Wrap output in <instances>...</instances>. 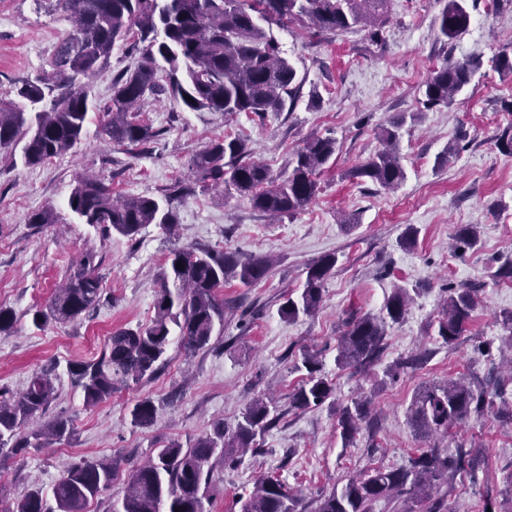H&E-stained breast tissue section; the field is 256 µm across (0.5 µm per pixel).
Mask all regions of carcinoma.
<instances>
[{
    "label": "carcinoma",
    "mask_w": 512,
    "mask_h": 512,
    "mask_svg": "<svg viewBox=\"0 0 512 512\" xmlns=\"http://www.w3.org/2000/svg\"><path fill=\"white\" fill-rule=\"evenodd\" d=\"M74 19L72 34L59 43L52 73L14 82L10 99L0 98V150L21 149L24 165L33 167L57 158L86 134L89 100L86 80L106 67L119 43H128L141 60L112 78V96L102 132L113 142L131 146L149 143L159 135L138 119L146 101L166 93L190 112H222L233 116L248 112L260 118L294 104L302 82L295 67L281 56L274 36L260 22L286 27L304 24L314 36L336 34L354 26L367 27L372 41L382 39L387 0H60ZM467 0H448L439 31L449 40L470 24ZM479 65L447 62L425 83L426 109L450 105L471 81ZM420 113L398 117L382 131L384 147L349 172L351 178H368L384 190H394L406 179L400 155L401 130L415 124ZM333 137H313L288 160L291 170L275 177L263 164L249 158L251 149L239 137H217L193 160L196 179L207 189L215 186L226 196L248 199L262 213L292 216L304 209L318 191L317 175L336 154ZM184 189L175 185L162 196L130 195L116 198L100 179L80 177L68 197L70 210L84 224L106 232L136 238L149 224L166 232L178 225L174 202ZM337 262L325 255L308 264L301 293L287 297L280 314L288 319L313 315L322 301L324 283ZM183 268H178L177 264ZM266 258L246 257L237 251L206 247H181L170 251L155 300V316L147 326L118 330L109 337L102 356L94 361L71 362L67 372L81 389L84 403L95 406L112 397L119 384L155 377L167 362L171 329L177 327L188 351L210 346L224 331V300L219 291L237 281L250 288L271 273ZM91 253L83 255L76 271L34 314L38 329L48 322L66 323L94 309L102 289ZM410 291L397 287L387 297L386 317H363L351 322L340 336L336 363L366 367L378 356L385 336V318L397 322L407 310ZM477 306L476 289L448 287L438 320V336L455 343ZM305 382L289 397L294 409L323 403L333 387L323 375L317 355L303 352ZM57 365L32 376L27 388L14 393L0 388V451L16 455L27 448H42L62 441L74 431L72 420L57 417L38 429L30 428L46 413L56 395ZM486 391L455 382L422 388L415 396L409 423L418 438L460 425L484 407ZM276 407L256 398L244 409L235 426L218 424L188 447L171 441L134 468L124 483L113 512H207L211 502V461L252 448L256 438L275 421ZM367 413V401H356L339 412L343 436L356 430ZM152 401L137 402L132 422L153 424ZM479 465L478 453L462 448L454 455L436 448L421 449L398 468L378 467L347 480L341 490L323 496L314 512H372L379 501L390 503L407 496L403 512L431 498L448 483V474ZM117 465L105 460H83L68 466L51 488L55 506L41 489L28 492L7 512H87L91 500L114 486ZM300 501L272 477L261 479L241 502L240 512H298Z\"/></svg>",
    "instance_id": "1"
}]
</instances>
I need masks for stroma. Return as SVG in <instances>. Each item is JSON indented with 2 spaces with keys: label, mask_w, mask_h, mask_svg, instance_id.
I'll return each instance as SVG.
<instances>
[{
  "label": "stroma",
  "mask_w": 512,
  "mask_h": 512,
  "mask_svg": "<svg viewBox=\"0 0 512 512\" xmlns=\"http://www.w3.org/2000/svg\"><path fill=\"white\" fill-rule=\"evenodd\" d=\"M447 0H388L382 44H370L355 27L339 35L311 36L297 24L272 27L280 50L302 81L293 107L257 117L248 113L188 112L159 95L144 117L157 137L143 146L112 142L92 120L87 134L67 154L40 166L11 162L0 151V306L13 311L10 333L0 335V387L26 389L33 374L57 363L63 376L48 416L70 417L71 438L31 448L0 465V504L11 505L33 488L50 490L66 466L110 458L128 473L153 449L171 441L189 445L216 423L233 427L255 396L274 393L279 419L237 462L215 463L210 512H239L256 481L280 479L312 512L320 495L341 488L369 466L405 465L419 448L448 453L476 449V470L458 472L435 494L441 512H512V420L500 415L512 402V373L500 371L503 312L512 311V151L499 138L512 129V78L492 59L512 45V0H469L471 22L456 40L443 41L439 17ZM72 31L61 0H0V96L14 79L49 70L57 45ZM470 60L479 71L449 106L424 109L423 85L445 62ZM419 113L402 130L405 181L393 191L348 179L349 169L381 149L380 133L403 113ZM224 135L247 139L257 160L273 175L288 171V159L316 136L337 140V151L319 177V192L303 211L275 217L253 210L247 199L202 191L190 170L195 154ZM457 152L438 157L448 143ZM93 174L113 194L161 196L181 184L176 236L156 225L136 239L107 234L81 223L68 207L79 176ZM54 209L53 224H34L32 214ZM345 215L356 222L342 224ZM464 224L477 227L475 247L456 249ZM412 245L400 238L406 227ZM207 246L267 256L269 277L250 288L225 285L224 333L209 348L187 351L173 336L168 363L154 378L119 386L111 399L86 407L65 370L93 361L109 336L147 325L154 316L160 273L170 249ZM98 262L103 296L88 314L64 324L35 328L32 317L85 253ZM332 254L335 267L324 284L319 309L295 320L278 309L297 294L306 264ZM477 290V308L454 344L438 336L437 320L447 286ZM398 286L416 289L405 318L387 322L378 359L365 368H338L337 343L350 319L378 317ZM318 354L334 391L322 404L293 409L288 397L306 375L302 352ZM417 356L418 366H405ZM499 374L506 391H488L483 413L466 424L427 438L415 437L409 407L428 385L485 379ZM156 406L154 423L133 426L138 400ZM368 399V415L351 438H343L339 410Z\"/></svg>",
  "instance_id": "35a3bbf8"
}]
</instances>
